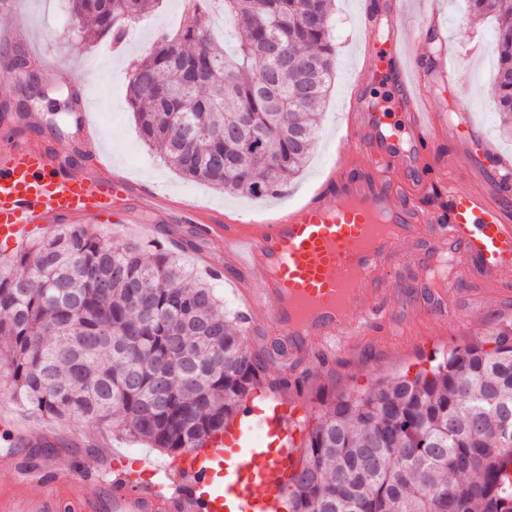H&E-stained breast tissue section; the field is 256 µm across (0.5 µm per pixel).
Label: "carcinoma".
<instances>
[{
    "label": "carcinoma",
    "mask_w": 512,
    "mask_h": 512,
    "mask_svg": "<svg viewBox=\"0 0 512 512\" xmlns=\"http://www.w3.org/2000/svg\"><path fill=\"white\" fill-rule=\"evenodd\" d=\"M159 0H69L79 37L125 38ZM243 32L194 24L160 33L128 74L143 140L185 178L263 198L287 190L312 152L332 85L333 0H220ZM497 21L494 85L512 135V0H469ZM159 246L103 244L62 224L0 270V381L27 410L79 418L178 454L203 448L261 386L265 352L205 281ZM512 338L470 344L414 379L333 400L307 427L288 512H512Z\"/></svg>",
    "instance_id": "1"
}]
</instances>
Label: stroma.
<instances>
[{
    "mask_svg": "<svg viewBox=\"0 0 512 512\" xmlns=\"http://www.w3.org/2000/svg\"><path fill=\"white\" fill-rule=\"evenodd\" d=\"M436 2L432 18L423 16L419 6L410 8L419 23L436 24L446 33L458 66L453 84L436 91L434 109L451 114L468 112L475 132L468 140L469 149L477 164L487 166L498 158L512 163V137L500 131L494 112L496 23L491 19L472 21L468 0ZM378 3L336 0V79L320 109L312 153L304 171L282 195L263 199L223 194L206 183L185 179L142 141L127 100L128 73L159 33L193 24L194 18L182 0H161L158 8L133 25L124 46L116 49L110 48L105 39L75 43L70 37L74 22L66 0H0V32L6 34L18 28L25 34L24 40L1 49L0 55L9 60L26 56L41 78L59 80L71 88L70 94L35 101L30 115L33 129L28 133L31 139L75 154L77 140L71 135L72 125L57 127L53 121L71 113V93L87 95L112 169L131 184L122 216L92 225V232L114 241L157 243L174 253L195 277L212 280L227 312L244 316L243 330L251 347H267L276 337L274 326L265 310L250 307L260 291V281L236 272L213 278L212 267L224 255L223 241L198 239L192 225L181 222L180 213L190 206L198 209L200 218L222 224L269 219L284 206L310 199L325 189L338 160L336 144L350 119L348 100L352 93L378 102L386 112L394 104L386 84L368 85L357 91L351 86L353 75L367 60L365 36ZM106 47L111 55L104 58L100 52ZM424 257V246L399 247L398 261L407 277L378 302L387 324H369L362 335L341 342L332 351L315 348L288 361L276 357L267 362L268 378L284 374L290 381L284 405L291 410V430H298L311 415L321 411L324 399L364 392L379 377L416 375L455 348L512 331V274L499 284L476 287L462 280L456 287L444 288L445 307L433 311L420 302L414 289V278ZM1 414L17 418L36 436L47 429L57 431L66 440L58 448L59 464H66L71 452L76 451L88 470L96 471L93 449L80 439L88 422L59 423L30 415L5 392H0Z\"/></svg>",
    "mask_w": 512,
    "mask_h": 512,
    "instance_id": "obj_1",
    "label": "stroma"
}]
</instances>
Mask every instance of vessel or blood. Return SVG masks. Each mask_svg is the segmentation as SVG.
I'll use <instances>...</instances> for the list:
<instances>
[{
  "label": "vessel or blood",
  "mask_w": 512,
  "mask_h": 512,
  "mask_svg": "<svg viewBox=\"0 0 512 512\" xmlns=\"http://www.w3.org/2000/svg\"><path fill=\"white\" fill-rule=\"evenodd\" d=\"M407 6L408 0H382L366 42L369 63L357 78L361 84L392 81L398 119L386 122L368 99L357 98L361 120L341 141L332 171L335 201L317 195L282 210L272 222L197 227L203 237L223 238L228 264L258 274L276 334L289 353L361 332L371 300L402 277L399 245L426 244L429 258L449 260L455 276L482 284L512 272V202L501 193L512 185V166L483 169L478 184L449 187L434 207L423 206L422 198L471 163L468 151L439 162L430 177L410 188L391 175L431 151L440 131L457 138L470 126L468 118L451 120L432 110L433 87L451 78L445 50L406 65L399 28ZM126 192L98 142H88L81 160L71 162L0 128V255L76 218L103 222ZM243 436L242 428L232 427L207 455L187 448L170 463H146L158 477L147 490L133 486L111 449H104L105 463L91 477L81 461L63 467L50 456L41 488L33 491L20 454L32 441L16 432L13 451L0 455L14 482L12 492L0 493V512H277L276 500L264 492L266 479L291 468L294 456L285 447L272 452L251 446L233 468H225V443H240Z\"/></svg>",
  "instance_id": "1"
}]
</instances>
